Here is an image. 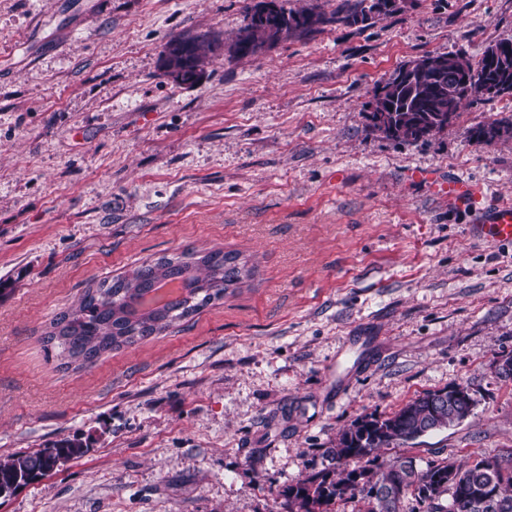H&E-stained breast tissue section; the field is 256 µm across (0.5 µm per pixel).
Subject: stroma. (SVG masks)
<instances>
[{
	"label": "stroma",
	"mask_w": 512,
	"mask_h": 512,
	"mask_svg": "<svg viewBox=\"0 0 512 512\" xmlns=\"http://www.w3.org/2000/svg\"><path fill=\"white\" fill-rule=\"evenodd\" d=\"M257 2L0 0V458L90 442L0 512H288L353 421L459 383L469 417L380 461L512 455V245L471 233L512 205V141L468 133L512 95L424 143L366 120L405 62L511 38L512 0H406L167 76L170 40L231 37ZM188 245L242 252L251 280L91 365L43 342L90 285Z\"/></svg>",
	"instance_id": "1"
}]
</instances>
